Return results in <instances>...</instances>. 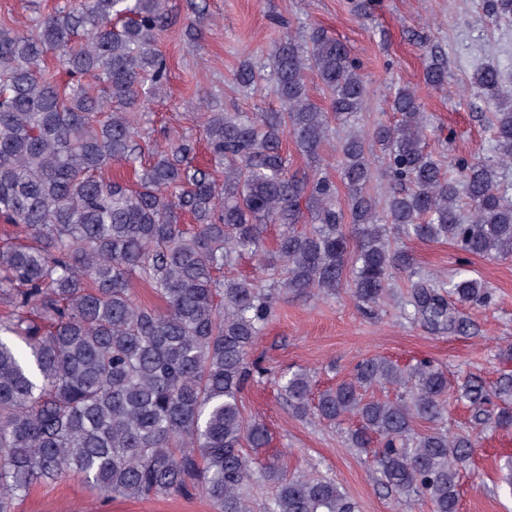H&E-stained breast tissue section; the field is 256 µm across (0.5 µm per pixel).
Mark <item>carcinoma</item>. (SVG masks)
<instances>
[{
	"mask_svg": "<svg viewBox=\"0 0 512 512\" xmlns=\"http://www.w3.org/2000/svg\"><path fill=\"white\" fill-rule=\"evenodd\" d=\"M169 0H65L20 28L0 24V218L23 239L0 243V302L13 307L0 324L29 349L30 359L0 337V512L45 481L77 475L104 497L139 498L202 491L216 512H253L255 482L273 485L266 512H356L333 478L287 475L274 460L245 449L268 443L264 425L244 416L243 387L263 375L248 355L277 291L333 294L349 288L361 305L378 303L393 274L408 277V318L435 332L466 334L456 306L485 302V284L460 271L444 282L420 277L414 258L391 240H447L470 256L512 257V98L502 74L482 66L473 88L494 140L491 154L459 161L452 174L425 148L427 125L415 92L391 93L399 119L340 142L336 186L313 173L288 172L290 137L307 163L316 161L331 121L357 117L367 85L348 47L320 29L285 35L273 51V80L285 112L199 114L224 183L194 163L195 143L142 146L136 111L167 83L157 49ZM54 53L70 82L45 67ZM426 82L445 85L444 63L423 54ZM313 72L330 110L310 94ZM236 81L250 88L249 64ZM153 163L137 169L145 151ZM386 156L391 184L385 210L366 192L372 160ZM134 169L129 187L112 180L113 163ZM190 215L195 228L182 224ZM280 232L273 250L266 225ZM248 252L271 272L263 284L226 278ZM163 308L137 303L133 277ZM391 387L388 399L366 397ZM281 394L300 416L328 422L356 417L354 448L379 439L374 473L398 499H425L433 512H459L460 469L468 435L431 429L447 409L448 375L429 360L409 368L369 358L351 377L310 405L312 380L283 375ZM512 375L495 386H458L480 424L512 429Z\"/></svg>",
	"mask_w": 512,
	"mask_h": 512,
	"instance_id": "obj_1",
	"label": "carcinoma"
}]
</instances>
